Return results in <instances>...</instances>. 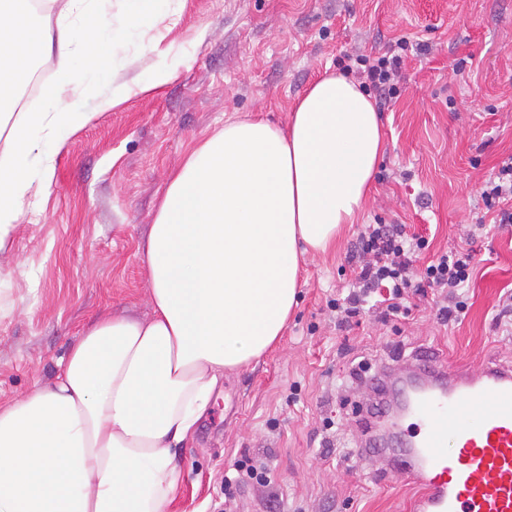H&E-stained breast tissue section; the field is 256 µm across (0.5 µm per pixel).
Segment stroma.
Segmentation results:
<instances>
[{"label":"stroma","mask_w":512,"mask_h":512,"mask_svg":"<svg viewBox=\"0 0 512 512\" xmlns=\"http://www.w3.org/2000/svg\"><path fill=\"white\" fill-rule=\"evenodd\" d=\"M163 46L183 61L159 92L130 95L61 151L49 193L0 256V402L50 379L99 311L146 318L140 246L170 172L193 140L235 116L286 125L296 97L336 71L346 50L407 38L397 99L380 107L386 148L364 206L367 224H406L430 253L470 241L474 268L459 320L428 303L408 319L337 330L328 298L348 289L360 226L305 258L298 304L280 342L225 376L179 464L171 512H408L412 489L357 454L359 408L393 357L436 352L480 369L512 363V332L494 316L512 298V224L469 232L484 179L512 157V0H175ZM370 374L350 382L355 358ZM250 454L266 485L224 498V473Z\"/></svg>","instance_id":"obj_1"}]
</instances>
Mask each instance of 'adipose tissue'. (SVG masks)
<instances>
[{
    "mask_svg": "<svg viewBox=\"0 0 512 512\" xmlns=\"http://www.w3.org/2000/svg\"><path fill=\"white\" fill-rule=\"evenodd\" d=\"M51 2L39 26L42 56L57 61L45 105L0 113V254L93 113L163 88L182 64L156 35L173 0H128L123 28L101 0ZM133 31L157 63L104 81ZM384 148L373 100L341 72L317 78L286 126L231 119L195 143L141 246L151 316L101 311L49 382L0 403V512H169L180 452L218 385L280 341L305 254L358 223Z\"/></svg>",
    "mask_w": 512,
    "mask_h": 512,
    "instance_id": "ef3b65f1",
    "label": "adipose tissue"
}]
</instances>
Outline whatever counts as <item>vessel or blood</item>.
<instances>
[{
    "instance_id": "vessel-or-blood-1",
    "label": "vessel or blood",
    "mask_w": 512,
    "mask_h": 512,
    "mask_svg": "<svg viewBox=\"0 0 512 512\" xmlns=\"http://www.w3.org/2000/svg\"><path fill=\"white\" fill-rule=\"evenodd\" d=\"M424 366L450 381L405 392L417 429L397 473L416 489L411 512H512V368Z\"/></svg>"
}]
</instances>
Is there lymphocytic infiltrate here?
I'll list each match as a JSON object with an SVG mask.
<instances>
[{
    "label": "lymphocytic infiltrate",
    "instance_id": "f902f5d3",
    "mask_svg": "<svg viewBox=\"0 0 512 512\" xmlns=\"http://www.w3.org/2000/svg\"><path fill=\"white\" fill-rule=\"evenodd\" d=\"M406 39H397L384 48L346 52V73L354 74L361 87L391 101L400 94ZM482 202L495 223H512V157L494 169L485 181ZM424 236L410 232L403 224H370L351 247L348 262L355 285L344 297L329 300L338 327L360 325L363 316L381 320L408 318L410 299L437 292L443 298L436 312L442 323L456 320L466 309L462 290L472 270L473 256L459 248L442 253L417 267L419 256L428 249Z\"/></svg>",
    "mask_w": 512,
    "mask_h": 512
}]
</instances>
